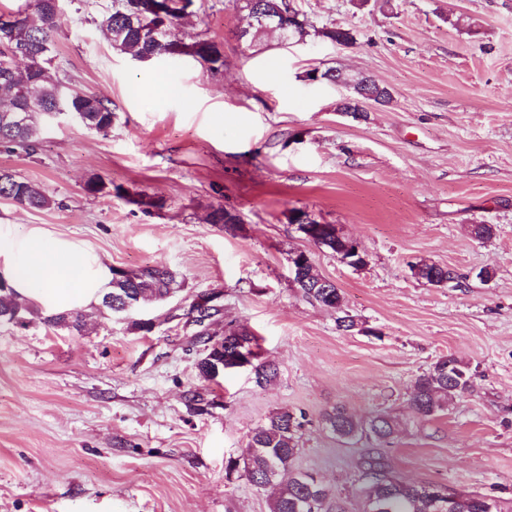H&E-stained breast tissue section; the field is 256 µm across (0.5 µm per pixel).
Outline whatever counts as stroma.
<instances>
[{
  "label": "stroma",
  "instance_id": "obj_1",
  "mask_svg": "<svg viewBox=\"0 0 512 512\" xmlns=\"http://www.w3.org/2000/svg\"><path fill=\"white\" fill-rule=\"evenodd\" d=\"M61 5L54 68L117 118L103 135L44 116L35 153L0 152V170L54 200L0 198V222L81 241L113 268L167 266L179 288L126 315L94 306L79 334L0 323V512H269L268 492L226 464L282 409L301 423L298 468L345 512H364L361 470L376 454L403 483L512 508V0H293L355 41L286 46L241 38L230 0H194L175 33L215 42L216 71L113 50L112 0ZM314 68L371 76L393 100L354 119L338 110L349 88L306 81ZM93 179L103 190L88 191ZM220 206L240 224L210 223ZM295 209L358 240L367 265L307 240ZM476 224L494 237L475 238ZM297 251L340 289L356 329L295 288ZM419 262L460 280L428 286L410 270ZM204 292L224 307L211 334L247 327L274 382L257 386L247 367L200 378L188 310ZM447 355L470 387L420 415L414 383ZM338 408L388 415L394 433L339 437L326 422Z\"/></svg>",
  "mask_w": 512,
  "mask_h": 512
}]
</instances>
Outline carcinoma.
I'll return each mask as SVG.
<instances>
[{
	"label": "carcinoma",
	"mask_w": 512,
	"mask_h": 512,
	"mask_svg": "<svg viewBox=\"0 0 512 512\" xmlns=\"http://www.w3.org/2000/svg\"><path fill=\"white\" fill-rule=\"evenodd\" d=\"M255 7L275 15L289 12L290 0H254ZM34 12L26 14L7 32L0 31V108L7 107L24 92L31 95L30 111L19 117L12 112L0 111V148L7 152L18 149L30 155L36 152L40 140V126L36 114L51 113L56 104L81 109L86 116L85 126L98 132H105L111 126L114 112L106 100L87 95L77 90H63L61 80L52 69V59L43 61L45 70L34 67H15L12 54L16 49H27L35 54L43 50L53 51L54 38L61 27V18L54 14L50 0H33ZM140 0H112V10L105 15L106 28L112 49L130 55L174 56L189 54L210 70L224 65V56L219 47L208 39H196L186 43L183 39L169 34L159 43L142 33L144 25L139 18ZM282 26L276 32L282 39H297L314 34L334 42L353 41L350 31L342 28H316L307 23L295 26L292 20L281 17ZM0 196L32 209L50 207L54 200L40 187L22 180L8 171H0ZM210 222L235 226L240 223L236 211L217 208L210 214ZM316 243L340 252L347 237L336 234L334 224L311 225ZM454 270L435 264L427 266L421 280L435 287H441L454 280ZM319 274L314 267H308L302 274H294L293 282L303 296L326 307L339 309L342 303L340 289L334 284L327 288H309L318 282ZM175 274L165 266H148L126 272V277L111 281V289L104 294L101 306L113 313L123 312L124 306L134 308L140 304L162 300L175 290ZM35 314L31 307H21L12 296V289L0 279V321L20 323L25 314ZM219 314L214 312L194 318L202 330L196 333L197 342L205 348L206 359L198 363L201 378L212 380L209 364L217 363L226 369L252 367L258 385L269 383L277 375L275 365L267 362L254 363L257 353L252 349L254 336L244 327L229 326L224 336L214 338L204 325L215 321ZM44 322L52 327L67 328L82 332L84 323L78 312L47 316ZM470 387V375L457 358L448 355L440 358L433 367L419 376L414 384L411 405L421 415H432L448 402ZM327 422L333 433L352 438L357 434H371L378 440H385L394 432L390 419L381 416L367 423H360L343 410L328 415ZM301 427L298 418L288 410L270 415L265 424L257 427L250 436L243 455L244 475L256 488L264 485L268 471L277 469L279 474L288 475L287 481H278L270 499V512H330L329 495L323 484L307 473H293V463L299 452L297 432ZM240 462L229 460L227 471L236 470ZM361 478L365 503L375 504V512H502L495 502L473 494L454 493L444 499L439 496L442 489L431 485H406L392 477L380 455L370 456L363 464Z\"/></svg>",
	"instance_id": "carcinoma-1"
}]
</instances>
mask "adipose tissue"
I'll return each instance as SVG.
<instances>
[{
	"label": "adipose tissue",
	"mask_w": 512,
	"mask_h": 512,
	"mask_svg": "<svg viewBox=\"0 0 512 512\" xmlns=\"http://www.w3.org/2000/svg\"><path fill=\"white\" fill-rule=\"evenodd\" d=\"M0 278L19 301L53 315L99 303L112 272L103 258L74 240L37 229L17 235L11 225L0 224Z\"/></svg>",
	"instance_id": "adipose-tissue-1"
}]
</instances>
